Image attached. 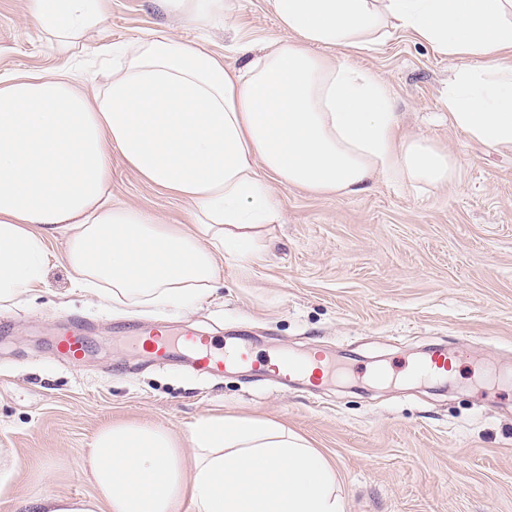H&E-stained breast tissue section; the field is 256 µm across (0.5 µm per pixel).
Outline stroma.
Segmentation results:
<instances>
[{"label": "stroma", "mask_w": 512, "mask_h": 512, "mask_svg": "<svg viewBox=\"0 0 512 512\" xmlns=\"http://www.w3.org/2000/svg\"><path fill=\"white\" fill-rule=\"evenodd\" d=\"M231 26L204 34L239 68L237 40L280 37L268 0H230ZM198 37L163 0H110L104 26L84 43L77 72L92 87L97 49L156 30ZM384 79L400 133L453 153L460 177L411 189L376 180L352 198L274 185L283 221L250 256L224 263V282L187 309L112 307L77 288L66 240L47 242L37 296L0 303V512H30L46 496L93 495L84 466L95 434L112 424L151 423L186 437L203 415L258 416L306 437L332 464L346 512H512V150L467 138L442 115L458 60L398 34L349 56ZM45 39L30 0H0V73L66 65ZM112 200L169 224L188 205L153 186L119 153L110 157ZM93 325L84 363L61 362V316ZM217 339L249 336L257 351H327L339 372L321 396L284 390L238 371L204 378L144 362L123 324ZM431 344L459 354L448 377L417 379L406 367ZM389 368L396 384L369 377Z\"/></svg>", "instance_id": "35a3bbf8"}]
</instances>
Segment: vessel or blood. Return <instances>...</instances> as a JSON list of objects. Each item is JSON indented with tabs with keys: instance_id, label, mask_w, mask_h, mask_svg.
<instances>
[{
	"instance_id": "vessel-or-blood-1",
	"label": "vessel or blood",
	"mask_w": 512,
	"mask_h": 512,
	"mask_svg": "<svg viewBox=\"0 0 512 512\" xmlns=\"http://www.w3.org/2000/svg\"><path fill=\"white\" fill-rule=\"evenodd\" d=\"M136 339L151 361L158 365L186 362L203 376L217 375L230 364L250 367L253 372L266 374L267 365L255 355L252 347L243 341L217 345L212 337L202 333H187L181 336H162L136 330ZM58 350L68 361H80L87 350L85 336L74 329L63 330L58 338ZM456 353L447 348L433 349L427 357L414 361L409 372L414 376H448L456 365ZM334 367L330 359L318 355L314 358H299L293 355L281 357L277 366L278 378L283 386L290 387L302 380L321 385L331 379Z\"/></svg>"
}]
</instances>
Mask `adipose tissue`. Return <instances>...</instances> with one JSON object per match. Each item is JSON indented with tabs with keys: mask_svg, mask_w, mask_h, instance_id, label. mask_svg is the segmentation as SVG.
Returning a JSON list of instances; mask_svg holds the SVG:
<instances>
[{
	"mask_svg": "<svg viewBox=\"0 0 512 512\" xmlns=\"http://www.w3.org/2000/svg\"><path fill=\"white\" fill-rule=\"evenodd\" d=\"M210 29L226 0H164ZM109 0H33L63 54L102 26ZM283 31L230 69L200 42L164 31L123 46L94 95L70 69L0 81V303L44 282L46 239H66L76 283L113 303L186 306L215 289L226 257L253 251L280 223L272 183L350 198L377 177L442 186L451 152L399 136L386 82L342 61L411 33L461 60L448 82L449 123L512 147V0H268ZM119 152L143 180L191 208L168 224L116 204ZM189 447L169 428L114 424L93 438L87 498L48 496L33 512H346L336 473L304 437L266 418H198Z\"/></svg>",
	"mask_w": 512,
	"mask_h": 512,
	"instance_id": "adipose-tissue-1",
	"label": "adipose tissue"
}]
</instances>
